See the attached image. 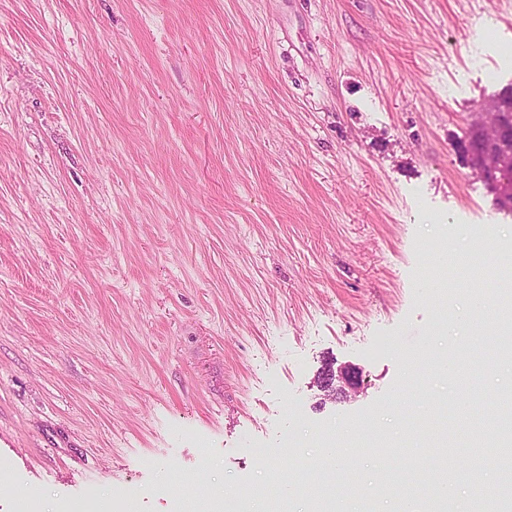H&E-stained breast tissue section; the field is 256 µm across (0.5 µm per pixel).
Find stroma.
<instances>
[{"label":"stroma","mask_w":512,"mask_h":512,"mask_svg":"<svg viewBox=\"0 0 512 512\" xmlns=\"http://www.w3.org/2000/svg\"><path fill=\"white\" fill-rule=\"evenodd\" d=\"M511 84L512 0H0V512H316L338 442L364 512L498 332L473 226L512 292L460 150Z\"/></svg>","instance_id":"stroma-1"}]
</instances>
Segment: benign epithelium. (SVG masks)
<instances>
[{"mask_svg": "<svg viewBox=\"0 0 512 512\" xmlns=\"http://www.w3.org/2000/svg\"><path fill=\"white\" fill-rule=\"evenodd\" d=\"M507 113L502 101L490 98L471 113L470 126L484 143V150L470 155L469 165L480 178L496 168L512 163V149L502 138Z\"/></svg>", "mask_w": 512, "mask_h": 512, "instance_id": "7a95c632", "label": "benign epithelium"}]
</instances>
